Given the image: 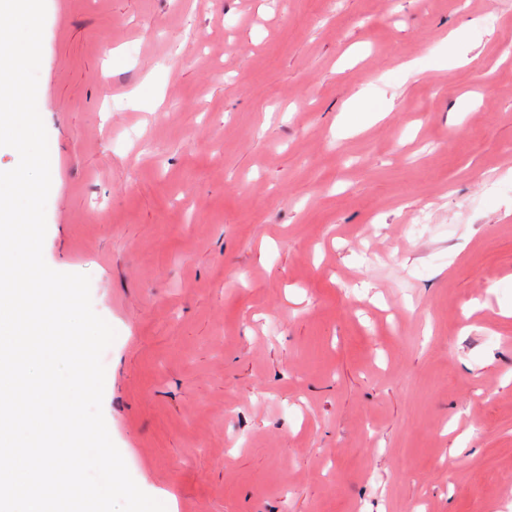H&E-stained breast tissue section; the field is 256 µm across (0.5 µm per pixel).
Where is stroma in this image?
I'll use <instances>...</instances> for the list:
<instances>
[{"mask_svg": "<svg viewBox=\"0 0 512 512\" xmlns=\"http://www.w3.org/2000/svg\"><path fill=\"white\" fill-rule=\"evenodd\" d=\"M43 256L167 512H512V0H46Z\"/></svg>", "mask_w": 512, "mask_h": 512, "instance_id": "stroma-1", "label": "stroma"}]
</instances>
